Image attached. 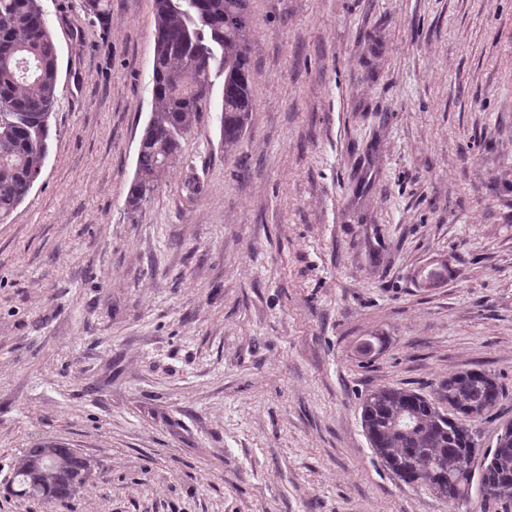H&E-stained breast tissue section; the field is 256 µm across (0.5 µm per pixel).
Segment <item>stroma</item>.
I'll return each mask as SVG.
<instances>
[{"label":"stroma","mask_w":512,"mask_h":512,"mask_svg":"<svg viewBox=\"0 0 512 512\" xmlns=\"http://www.w3.org/2000/svg\"><path fill=\"white\" fill-rule=\"evenodd\" d=\"M106 2L42 0L51 150L0 221V484L42 439L98 465L0 512H484L383 467L361 403L481 368L483 446L512 421V0H249V127L215 78L134 213L153 0Z\"/></svg>","instance_id":"stroma-1"}]
</instances>
